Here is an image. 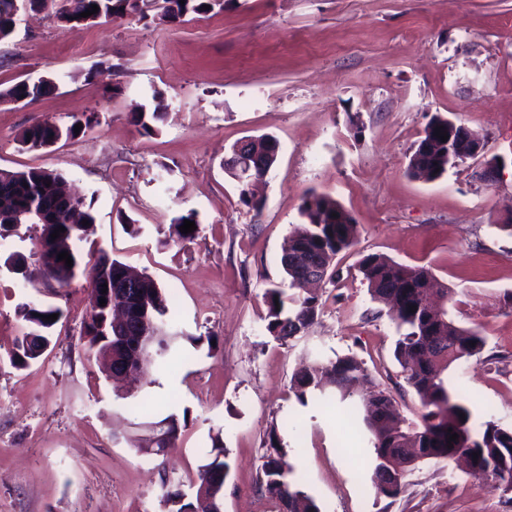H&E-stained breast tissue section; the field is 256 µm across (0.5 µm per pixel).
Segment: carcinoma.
<instances>
[{"instance_id":"carcinoma-1","label":"carcinoma","mask_w":512,"mask_h":512,"mask_svg":"<svg viewBox=\"0 0 512 512\" xmlns=\"http://www.w3.org/2000/svg\"><path fill=\"white\" fill-rule=\"evenodd\" d=\"M144 0H61L57 17L68 13L76 23L69 31L86 26L109 23L115 16L125 13H142ZM98 6V12L87 18L80 13ZM205 5H224V0H162L160 19L181 22L189 14L205 12ZM14 0H0V40L13 32L15 25ZM54 86L50 79L34 82L22 81L0 89V101L17 102L21 98L33 100ZM165 113L158 110L136 112L133 124L144 134L158 130ZM94 121V115L84 114L72 118L66 124L49 120L39 121L25 128L19 142L28 151L52 147L62 138L76 137L74 129H85ZM448 131V118L436 114L424 128L423 136L410 156L408 174L415 179L434 180L448 171V142L435 136L436 131ZM63 177L51 170L29 168L24 171L0 169V232L9 231L21 224H35L41 234L37 239V259L33 269L27 270L26 279L49 281L47 270L55 273V284L65 288L77 277H84L89 296V311L83 321L80 341L87 352L99 358L108 345L116 341L109 306H102L99 299L103 284L115 287V273L125 264L104 248L83 258L74 244L88 238L95 218L91 205L78 197H61L56 187ZM302 223L292 232L288 253L280 263L288 278V289L273 286L263 294L266 305V330L280 342H288L311 327L321 315V296L302 288L301 269L310 261L322 267V280L336 282L337 255L351 250L356 244L358 225L353 215L335 199L324 194H312L303 199L300 206ZM196 220L189 211L176 217L170 225L164 243L186 245L193 242L198 231L182 233L179 227L184 220ZM88 225H82V221ZM65 227L56 239L51 234ZM66 251L72 257L73 266L58 260V254ZM358 269L367 284L371 301L387 307V313L397 332L394 356L406 372V382L418 395L425 412L421 423H408L401 416L394 398L378 389L372 398L360 403L362 423L370 434L376 464L372 484L376 493L396 498L406 486L405 478L413 470L417 460L450 461L457 457L468 460L470 474L486 481L494 490L512 487V428L503 427L489 420L480 427L472 422V413L464 399L448 390L442 374L455 362L482 352L486 340L481 332L459 325L448 309L431 313L421 304V295L433 291L442 300L452 295V290L437 279L425 266H407L377 254H368L358 261ZM130 299L143 301L155 312L153 348L146 366L163 370L169 362L173 348L179 339L168 321L170 300L166 291L155 279L144 273L139 286ZM63 316L59 307L26 305L21 316L27 323L9 362L15 368H26L39 360L50 347L55 321L45 317ZM371 382V376L362 363L344 356L322 363L318 360L308 367L297 370L291 389L297 401L306 405L308 396L315 392L325 393L331 387L345 400L354 393V385ZM465 418H460V415ZM458 434L453 444H448L450 433ZM269 445L256 468V483L261 495L275 504L276 512H321L317 500L303 491L290 473L283 468L285 445L277 427L268 432ZM165 502L176 506L173 512H218L223 506V494H218L209 504L200 500L185 501L184 494L170 490L163 483Z\"/></svg>"}]
</instances>
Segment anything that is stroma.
Segmentation results:
<instances>
[{"mask_svg":"<svg viewBox=\"0 0 512 512\" xmlns=\"http://www.w3.org/2000/svg\"><path fill=\"white\" fill-rule=\"evenodd\" d=\"M160 0L131 15L70 33L55 5L20 8L0 41V85L45 77L34 100L0 103V169L61 173L90 202L93 231L80 252L107 247L170 291L169 318L188 334L163 371L132 383L106 378L79 341L82 280L49 287L0 269V512H168L163 476L193 493L221 433L231 471L224 512H254L256 467L270 427L322 512H512V492L465 467L423 461L398 498L376 493L375 455L352 413L356 399L314 395L299 404L293 373L313 357L364 363L407 420L423 407L393 356L395 329L378 313L356 269L366 254L424 265L455 291L457 323L481 331L480 355L442 374L475 422L512 426V0H226L171 24ZM163 101L158 132L132 113ZM91 113L84 133L23 151L21 131ZM484 136L504 165L493 184L468 159L439 179L407 173L433 115ZM281 150L256 194L240 200L222 162L246 136ZM351 212L358 241L336 258L340 278L325 307L291 343L266 330L263 294L281 283L283 248L309 192ZM195 211L199 233L164 245L174 217ZM142 232L127 233L125 223ZM60 307L43 357L13 368L26 328L19 310ZM185 421L175 448L156 456L140 439L165 417Z\"/></svg>","mask_w":512,"mask_h":512,"instance_id":"35a3bbf8","label":"stroma"}]
</instances>
